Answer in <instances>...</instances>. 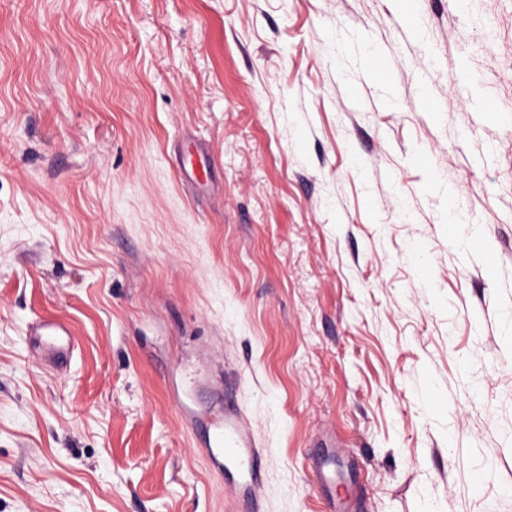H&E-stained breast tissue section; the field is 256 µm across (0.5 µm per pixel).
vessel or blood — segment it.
I'll use <instances>...</instances> for the list:
<instances>
[{"label": "vessel or blood", "instance_id": "1", "mask_svg": "<svg viewBox=\"0 0 512 512\" xmlns=\"http://www.w3.org/2000/svg\"><path fill=\"white\" fill-rule=\"evenodd\" d=\"M26 334L41 344L48 365L60 371L68 368L74 356V342L63 322L42 317L28 325ZM204 450L214 471L235 491L251 499L262 495V457L248 423L234 404H225L222 415L210 420Z\"/></svg>", "mask_w": 512, "mask_h": 512}]
</instances>
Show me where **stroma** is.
<instances>
[{
	"instance_id": "35a3bbf8",
	"label": "stroma",
	"mask_w": 512,
	"mask_h": 512,
	"mask_svg": "<svg viewBox=\"0 0 512 512\" xmlns=\"http://www.w3.org/2000/svg\"><path fill=\"white\" fill-rule=\"evenodd\" d=\"M226 393L259 512H512V0H0V512H248ZM26 336L42 344L44 361L57 370H66L74 356L69 328L54 318L40 317L27 326ZM204 450L213 470L236 493L242 492L251 500L263 494L259 478L261 454L242 412L227 398L222 415L207 425Z\"/></svg>"
}]
</instances>
